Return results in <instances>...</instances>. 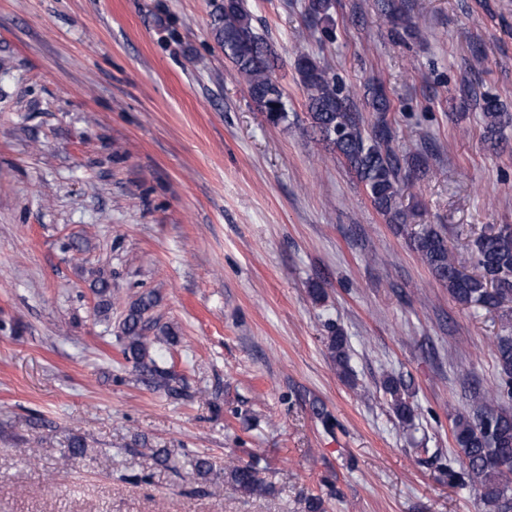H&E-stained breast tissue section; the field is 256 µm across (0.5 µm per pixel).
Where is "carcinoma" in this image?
I'll list each match as a JSON object with an SVG mask.
<instances>
[{
  "label": "carcinoma",
  "instance_id": "carcinoma-1",
  "mask_svg": "<svg viewBox=\"0 0 512 512\" xmlns=\"http://www.w3.org/2000/svg\"><path fill=\"white\" fill-rule=\"evenodd\" d=\"M332 0H308L305 9L312 22L322 26L326 35L333 31ZM255 18L245 0H223L213 16L212 33L224 56L234 65L244 81L246 92L266 113L273 125L288 122V98L274 76L278 55L266 37L258 31ZM295 71L307 91L309 131L344 161L362 184L374 208L408 240L411 248L437 282L464 306H480L491 310L512 300V225L504 224L490 233L472 240L471 257L479 273L466 275L448 259L447 231L439 224H409L408 214L400 206L402 187L417 176L426 174V161L420 155L410 159L399 156L391 143L395 132L387 120L392 102L381 83L366 87L363 98L369 111L375 113L370 128L354 101L352 91L336 81L329 64L301 53L294 61ZM483 112L487 140L497 145V135L512 124V114L502 109L489 95L473 96L463 107ZM89 287L97 298L96 312L108 316L112 311V283L102 269L90 270ZM157 296L144 292L131 302L118 324L116 339L126 363L140 380L167 397H187L185 387L173 371L155 357L154 347L160 342L174 345L178 336L161 326L151 315ZM327 353L344 380L353 381L351 355L346 336L338 329L326 341ZM497 365L503 384L496 395L477 397L473 415H459L453 420L452 433L462 472L448 471L452 480L475 486L489 512H512V410L499 404L500 394L512 397V333L499 336L495 343ZM384 390L398 421L405 427L414 425L416 410L410 401L408 385L389 377ZM86 441L72 437L64 458L86 457ZM224 478L234 488L255 495L268 492L259 477L256 463L229 464Z\"/></svg>",
  "mask_w": 512,
  "mask_h": 512
}]
</instances>
